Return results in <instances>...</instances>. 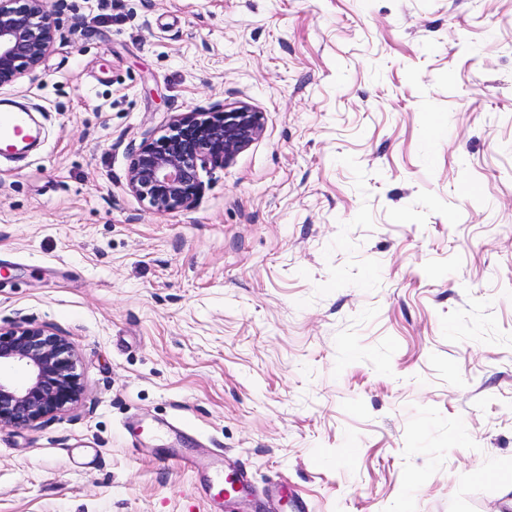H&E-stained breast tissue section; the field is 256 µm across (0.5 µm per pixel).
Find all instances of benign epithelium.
<instances>
[{"label":"benign epithelium","mask_w":512,"mask_h":512,"mask_svg":"<svg viewBox=\"0 0 512 512\" xmlns=\"http://www.w3.org/2000/svg\"><path fill=\"white\" fill-rule=\"evenodd\" d=\"M55 41L48 0H0V87L36 70ZM262 129V113L244 105L177 117L132 155L127 187L154 212L187 209L202 188L200 171L224 166ZM14 365L26 379L0 371V426H33L78 402L72 348L48 327L18 323L0 331V367Z\"/></svg>","instance_id":"obj_1"}]
</instances>
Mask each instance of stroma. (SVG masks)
<instances>
[{
  "label": "stroma",
  "mask_w": 512,
  "mask_h": 512,
  "mask_svg": "<svg viewBox=\"0 0 512 512\" xmlns=\"http://www.w3.org/2000/svg\"><path fill=\"white\" fill-rule=\"evenodd\" d=\"M0 88V327L83 393L0 427V512H210L167 448L279 512H512V0H49ZM260 136L157 213L129 159L178 115ZM138 423L131 446L127 427ZM37 126L32 111L27 106L10 100L1 101L0 156L24 155V149L38 138Z\"/></svg>",
  "instance_id": "stroma-1"
}]
</instances>
